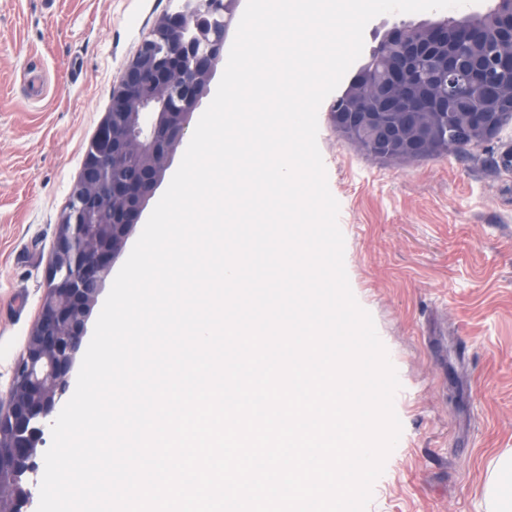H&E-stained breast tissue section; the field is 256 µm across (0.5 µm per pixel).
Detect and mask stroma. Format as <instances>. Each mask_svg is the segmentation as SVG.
I'll list each match as a JSON object with an SVG mask.
<instances>
[{
	"label": "stroma",
	"instance_id": "1",
	"mask_svg": "<svg viewBox=\"0 0 512 512\" xmlns=\"http://www.w3.org/2000/svg\"><path fill=\"white\" fill-rule=\"evenodd\" d=\"M178 0H0V391L39 316L58 226L112 93ZM446 11L384 14L346 91L390 32ZM318 111L344 264L401 383L400 439L366 512H486L476 489L512 448V123L397 163Z\"/></svg>",
	"mask_w": 512,
	"mask_h": 512
}]
</instances>
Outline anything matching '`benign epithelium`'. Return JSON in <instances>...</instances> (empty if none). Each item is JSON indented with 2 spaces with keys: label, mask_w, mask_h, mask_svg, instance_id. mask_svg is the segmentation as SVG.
<instances>
[{
  "label": "benign epithelium",
  "mask_w": 512,
  "mask_h": 512,
  "mask_svg": "<svg viewBox=\"0 0 512 512\" xmlns=\"http://www.w3.org/2000/svg\"><path fill=\"white\" fill-rule=\"evenodd\" d=\"M233 9L231 0H203V11L223 15L226 25ZM197 23L195 2L183 0L179 11L154 25L121 72L111 109L72 188L74 206L59 224L37 324L12 383L0 393V512H25L32 498L44 428L68 391V374L112 262L139 224L224 60V31L209 32L199 48L188 37ZM489 41L498 45L491 67L478 54ZM384 47V78L360 74L350 94L359 108L336 112L331 119L337 127L354 122L364 133L396 143L397 160L432 148L428 118L436 106L448 107V101L427 94L419 68L426 58L438 80L451 86L463 76L485 89V111L468 113L465 131L475 128L487 135L492 113L512 108V97L492 86L490 75L495 71L512 87V0H502L474 25L396 30ZM175 86L188 89L177 112L168 105ZM103 196L115 203L110 222L87 223L86 211L98 207Z\"/></svg>",
  "instance_id": "7a95c632"
}]
</instances>
